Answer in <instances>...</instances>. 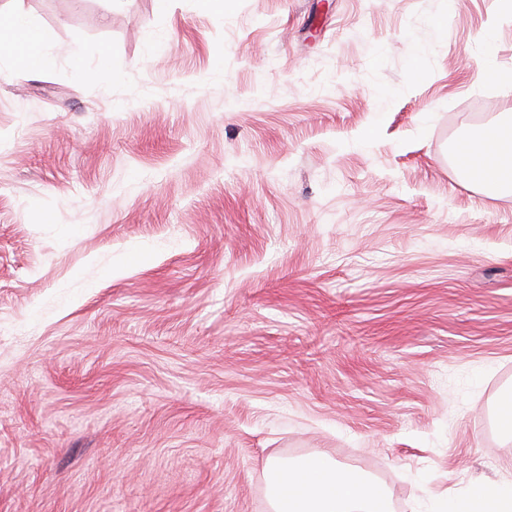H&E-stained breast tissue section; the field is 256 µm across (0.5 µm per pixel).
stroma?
<instances>
[{"label":"stroma","mask_w":512,"mask_h":512,"mask_svg":"<svg viewBox=\"0 0 512 512\" xmlns=\"http://www.w3.org/2000/svg\"><path fill=\"white\" fill-rule=\"evenodd\" d=\"M15 11L56 58L0 63V512H272L316 452L394 512L512 480V192L451 155L512 113V0Z\"/></svg>","instance_id":"35a3bbf8"}]
</instances>
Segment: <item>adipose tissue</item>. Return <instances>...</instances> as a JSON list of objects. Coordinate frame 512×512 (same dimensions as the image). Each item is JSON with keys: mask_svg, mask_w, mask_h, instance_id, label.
<instances>
[{"mask_svg": "<svg viewBox=\"0 0 512 512\" xmlns=\"http://www.w3.org/2000/svg\"><path fill=\"white\" fill-rule=\"evenodd\" d=\"M53 46L28 18L0 15V61L32 69L50 66ZM465 168L477 180L512 188V118L485 127L464 142ZM273 512H391L384 489L321 454L293 463L268 461L264 467ZM437 512H512V483H486L467 498H451Z\"/></svg>", "mask_w": 512, "mask_h": 512, "instance_id": "adipose-tissue-1", "label": "adipose tissue"}]
</instances>
